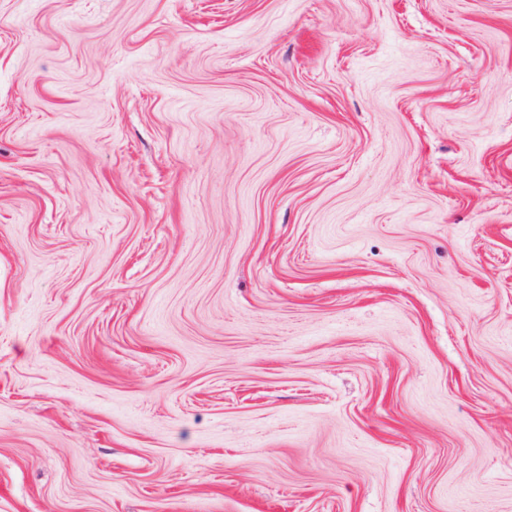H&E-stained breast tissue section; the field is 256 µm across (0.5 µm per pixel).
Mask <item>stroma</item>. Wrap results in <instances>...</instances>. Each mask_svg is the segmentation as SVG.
I'll list each match as a JSON object with an SVG mask.
<instances>
[{
    "mask_svg": "<svg viewBox=\"0 0 512 512\" xmlns=\"http://www.w3.org/2000/svg\"><path fill=\"white\" fill-rule=\"evenodd\" d=\"M0 512H512V0H0Z\"/></svg>",
    "mask_w": 512,
    "mask_h": 512,
    "instance_id": "1",
    "label": "stroma"
}]
</instances>
